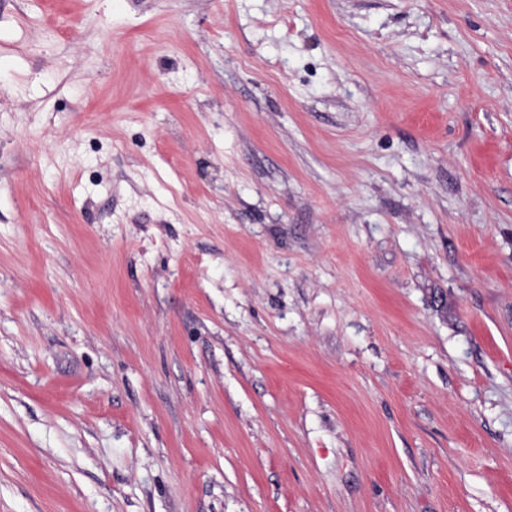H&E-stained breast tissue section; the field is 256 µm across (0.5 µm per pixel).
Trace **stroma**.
<instances>
[{
	"label": "stroma",
	"instance_id": "35a3bbf8",
	"mask_svg": "<svg viewBox=\"0 0 512 512\" xmlns=\"http://www.w3.org/2000/svg\"><path fill=\"white\" fill-rule=\"evenodd\" d=\"M0 512H512V0H0Z\"/></svg>",
	"mask_w": 512,
	"mask_h": 512
}]
</instances>
